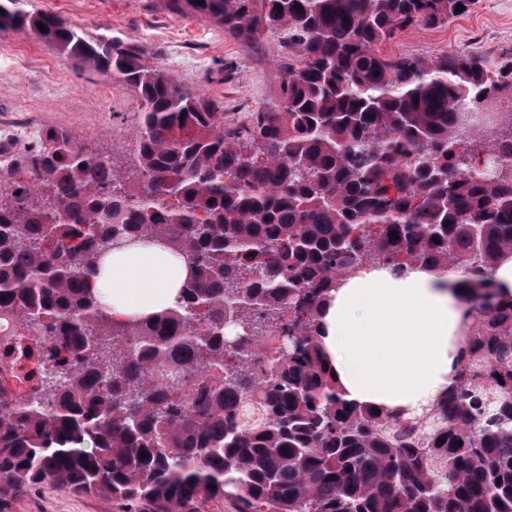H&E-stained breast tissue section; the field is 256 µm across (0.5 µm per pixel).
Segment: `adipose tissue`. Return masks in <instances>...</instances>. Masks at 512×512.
<instances>
[{"label": "adipose tissue", "instance_id": "ef3b65f1", "mask_svg": "<svg viewBox=\"0 0 512 512\" xmlns=\"http://www.w3.org/2000/svg\"><path fill=\"white\" fill-rule=\"evenodd\" d=\"M186 257L151 243L107 252L90 286L115 320L175 304ZM466 288L457 273L366 265L339 281L321 319L319 352L345 401L380 412L432 405L456 384L466 341Z\"/></svg>", "mask_w": 512, "mask_h": 512}]
</instances>
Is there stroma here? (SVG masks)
Wrapping results in <instances>:
<instances>
[{
  "instance_id": "35a3bbf8",
  "label": "stroma",
  "mask_w": 512,
  "mask_h": 512,
  "mask_svg": "<svg viewBox=\"0 0 512 512\" xmlns=\"http://www.w3.org/2000/svg\"><path fill=\"white\" fill-rule=\"evenodd\" d=\"M29 12L50 11L89 35L138 45L145 60L168 69L190 89L220 98L228 122L277 108L279 65L288 49L283 32L246 45L211 19L170 12L164 0H24ZM22 45L29 56L0 55V162L34 153L45 131L62 128L114 162L128 161L140 103L134 91L100 89L109 78L93 66L76 68L56 48L20 29H0V47ZM396 56L433 58L446 52L512 63V0H477L466 15L436 29L415 28L387 46ZM14 512H117L92 494L44 487L19 500Z\"/></svg>"
}]
</instances>
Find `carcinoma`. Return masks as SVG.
<instances>
[{
  "mask_svg": "<svg viewBox=\"0 0 512 512\" xmlns=\"http://www.w3.org/2000/svg\"><path fill=\"white\" fill-rule=\"evenodd\" d=\"M22 2L0 27L140 109L126 170L50 129L0 178V316L43 339L5 348L55 360L36 401L0 388V512L44 485L118 512H512V299L489 278L512 253V125L462 126L512 65L383 50L475 0H164L246 45L288 30L281 106L236 127L138 46ZM116 238L188 257L172 308L112 319L87 282ZM369 263L467 277L457 385L422 420L346 403L317 351L327 293Z\"/></svg>",
  "mask_w": 512,
  "mask_h": 512,
  "instance_id": "1",
  "label": "carcinoma"
}]
</instances>
